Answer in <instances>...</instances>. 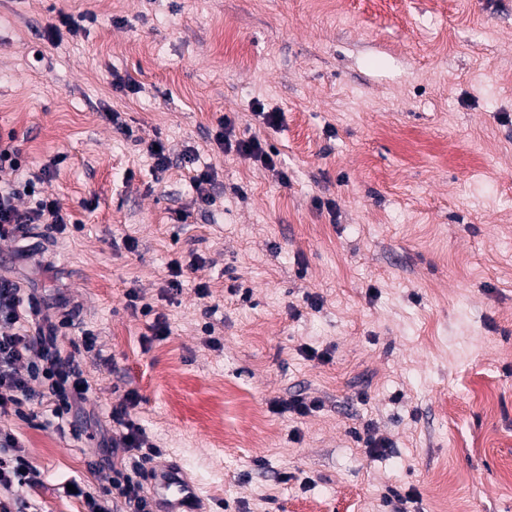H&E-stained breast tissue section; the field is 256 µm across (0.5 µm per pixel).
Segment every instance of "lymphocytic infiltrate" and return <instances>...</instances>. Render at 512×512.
Returning <instances> with one entry per match:
<instances>
[{
    "label": "lymphocytic infiltrate",
    "instance_id": "lymphocytic-infiltrate-1",
    "mask_svg": "<svg viewBox=\"0 0 512 512\" xmlns=\"http://www.w3.org/2000/svg\"><path fill=\"white\" fill-rule=\"evenodd\" d=\"M225 154H236L276 170L277 153L253 136L236 138L229 119H222L213 137ZM49 168L33 171L23 165L21 151L0 141V239L23 235L27 225L47 224L59 234L71 222L57 199L44 185ZM70 305L63 293L50 297L22 288L20 282L0 276V414L25 417L42 411L49 422L64 424L67 414L79 411L92 385L75 357H62L57 333L67 327ZM140 403L137 391H128L107 414L110 433L100 442L99 453L112 466L116 499L78 487L87 512H152L148 492L140 479L143 470L137 450L146 447V432L133 416ZM40 472L14 436L0 431V491L10 494L38 484Z\"/></svg>",
    "mask_w": 512,
    "mask_h": 512
}]
</instances>
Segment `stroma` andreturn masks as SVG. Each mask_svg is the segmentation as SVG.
Returning a JSON list of instances; mask_svg holds the SVG:
<instances>
[{
	"label": "stroma",
	"instance_id": "obj_1",
	"mask_svg": "<svg viewBox=\"0 0 512 512\" xmlns=\"http://www.w3.org/2000/svg\"><path fill=\"white\" fill-rule=\"evenodd\" d=\"M63 13L80 29L48 44ZM225 117L277 149L287 181L219 151ZM8 133L31 170L53 164L47 190L77 227L32 226L50 271L0 241V274L65 289L58 344L92 375L85 414L136 390L209 512H389L391 488L417 491L410 512H512V0H0ZM155 140L173 160L159 178ZM190 146L217 172L214 209L194 203ZM193 253L167 296L168 262ZM132 288L169 336L147 340ZM298 393L320 408L271 409ZM0 428L42 473L18 512H85L72 479L108 488L89 433L12 414Z\"/></svg>",
	"mask_w": 512,
	"mask_h": 512
}]
</instances>
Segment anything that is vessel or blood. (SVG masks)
I'll list each match as a JSON object with an SVG mask.
<instances>
[{"label": "vessel or blood", "instance_id": "vessel-or-blood-1", "mask_svg": "<svg viewBox=\"0 0 512 512\" xmlns=\"http://www.w3.org/2000/svg\"><path fill=\"white\" fill-rule=\"evenodd\" d=\"M149 495L154 512H196L199 486L176 464L153 466L148 473Z\"/></svg>", "mask_w": 512, "mask_h": 512}]
</instances>
